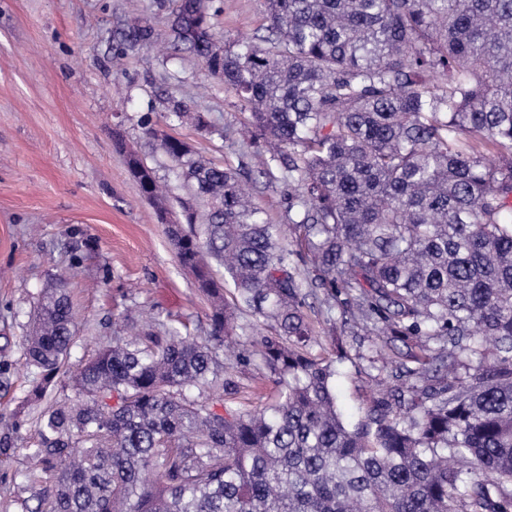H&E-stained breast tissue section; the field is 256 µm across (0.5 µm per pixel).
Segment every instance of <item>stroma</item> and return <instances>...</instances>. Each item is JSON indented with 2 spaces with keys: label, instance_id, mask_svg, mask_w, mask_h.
<instances>
[{
  "label": "stroma",
  "instance_id": "stroma-1",
  "mask_svg": "<svg viewBox=\"0 0 512 512\" xmlns=\"http://www.w3.org/2000/svg\"><path fill=\"white\" fill-rule=\"evenodd\" d=\"M172 7V0H0V413L24 404L39 377L24 364V340L34 307L61 273L69 275L78 322L71 368L111 343L126 323L152 317L186 323L195 336L210 333L206 298L115 146L123 139L154 169L164 194L187 204L192 196L178 189L175 166L148 127L223 166L253 162L260 149L242 136L246 114L223 80L174 50ZM138 20L153 39L149 48L132 50L126 35ZM265 24L262 0H224L214 20L229 43ZM177 103L184 118L171 115ZM199 112L212 132L195 126ZM245 185L272 223H287L286 187L255 171ZM307 304L315 328L335 322L345 357L332 339L322 344L335 362L338 404L347 420H356L378 382L391 379L384 360L405 347L364 335L322 298ZM74 395L69 372L62 373L44 403L27 406L30 423L0 453V512L37 506L19 482L39 469L29 455L37 444L32 420L43 404Z\"/></svg>",
  "mask_w": 512,
  "mask_h": 512
}]
</instances>
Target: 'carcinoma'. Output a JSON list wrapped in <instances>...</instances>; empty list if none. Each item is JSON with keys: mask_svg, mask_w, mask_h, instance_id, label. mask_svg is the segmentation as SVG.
Wrapping results in <instances>:
<instances>
[{"mask_svg": "<svg viewBox=\"0 0 512 512\" xmlns=\"http://www.w3.org/2000/svg\"><path fill=\"white\" fill-rule=\"evenodd\" d=\"M196 4L174 49L233 92L295 218L272 223L239 169L148 128L205 203L185 218L201 233L168 236L211 336L155 319L78 366L76 399L35 419L29 483L51 485L35 512H512V0H264L263 33L226 44L211 22L224 0L202 18ZM152 37L135 23L129 47ZM127 164L158 200L154 171ZM66 279L25 338L42 373L30 402L77 334ZM319 290L416 348L353 424L313 353ZM245 312L270 328L247 346ZM238 366L273 375L275 397L229 405ZM26 421L22 404L0 429Z\"/></svg>", "mask_w": 512, "mask_h": 512, "instance_id": "1", "label": "carcinoma"}]
</instances>
